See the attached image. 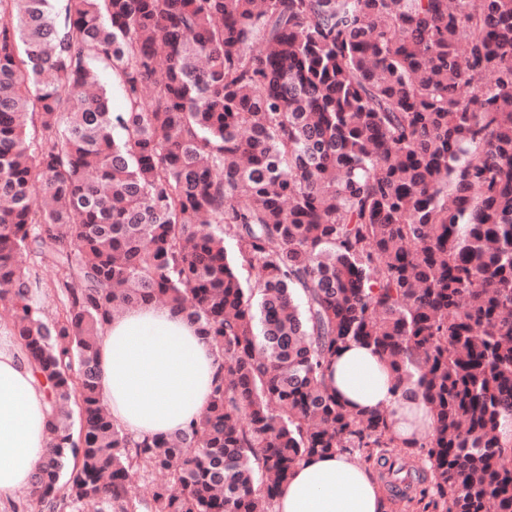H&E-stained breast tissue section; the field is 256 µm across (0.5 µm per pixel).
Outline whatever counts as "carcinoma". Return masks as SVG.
<instances>
[{
    "mask_svg": "<svg viewBox=\"0 0 512 512\" xmlns=\"http://www.w3.org/2000/svg\"><path fill=\"white\" fill-rule=\"evenodd\" d=\"M48 2L0 0V304L51 405L30 498L274 512L304 458L398 447L324 386L362 342L398 384L419 372L422 494L512 512V0ZM100 67L120 112L87 90ZM24 255L60 271L52 321ZM156 303L220 369L198 421L136 440L98 338Z\"/></svg>",
    "mask_w": 512,
    "mask_h": 512,
    "instance_id": "obj_1",
    "label": "carcinoma"
}]
</instances>
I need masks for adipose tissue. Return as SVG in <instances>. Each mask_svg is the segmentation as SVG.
<instances>
[{"instance_id":"adipose-tissue-1","label":"adipose tissue","mask_w":512,"mask_h":512,"mask_svg":"<svg viewBox=\"0 0 512 512\" xmlns=\"http://www.w3.org/2000/svg\"><path fill=\"white\" fill-rule=\"evenodd\" d=\"M217 356L184 317L141 305L110 319L99 339L100 392L117 426L136 439L161 438L200 417L217 373ZM325 384L363 411L387 414L402 447L419 443L432 418L418 383L397 385L373 347L349 343L332 360ZM49 404L42 380L16 337L0 332V504L31 491L48 452ZM370 470L342 453L302 460L274 512H386Z\"/></svg>"}]
</instances>
